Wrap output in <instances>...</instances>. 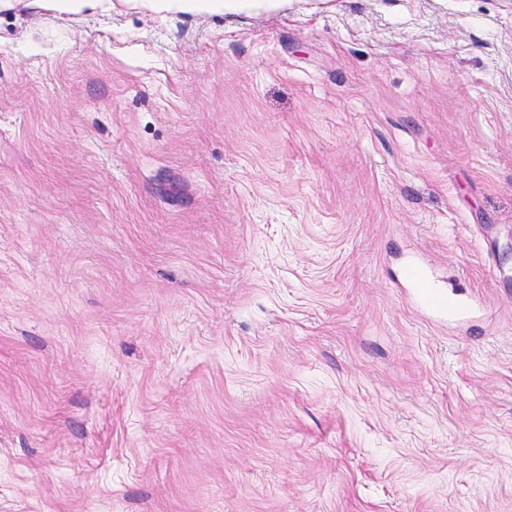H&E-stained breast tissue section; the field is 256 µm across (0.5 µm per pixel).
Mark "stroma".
I'll list each match as a JSON object with an SVG mask.
<instances>
[{
	"instance_id": "35a3bbf8",
	"label": "stroma",
	"mask_w": 512,
	"mask_h": 512,
	"mask_svg": "<svg viewBox=\"0 0 512 512\" xmlns=\"http://www.w3.org/2000/svg\"><path fill=\"white\" fill-rule=\"evenodd\" d=\"M509 250L512 0H19L0 512H512ZM104 0H28L27 6L56 12H79L87 7H96ZM241 1L234 0H175L167 2L168 7H175L182 12L208 11L222 12L230 9Z\"/></svg>"
}]
</instances>
